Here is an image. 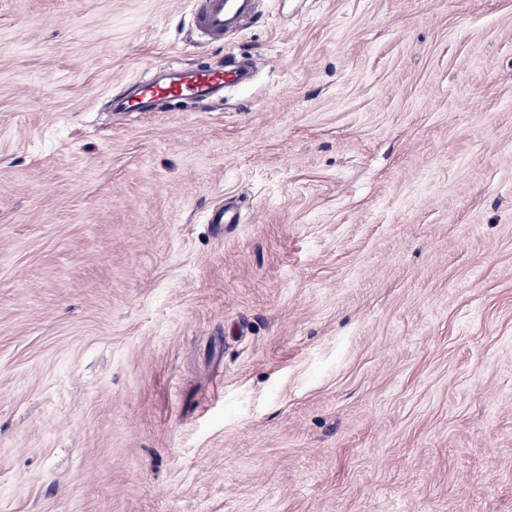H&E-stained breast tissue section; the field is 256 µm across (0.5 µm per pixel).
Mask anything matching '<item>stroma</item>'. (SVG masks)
I'll return each instance as SVG.
<instances>
[{
	"label": "stroma",
	"instance_id": "1",
	"mask_svg": "<svg viewBox=\"0 0 512 512\" xmlns=\"http://www.w3.org/2000/svg\"><path fill=\"white\" fill-rule=\"evenodd\" d=\"M0 512H512V0H0ZM195 26L208 44L224 42L259 13L261 0H193ZM240 71L231 65L187 67L165 82L142 85L121 102L124 112H147L151 104L167 99H211L227 85H236Z\"/></svg>",
	"mask_w": 512,
	"mask_h": 512
}]
</instances>
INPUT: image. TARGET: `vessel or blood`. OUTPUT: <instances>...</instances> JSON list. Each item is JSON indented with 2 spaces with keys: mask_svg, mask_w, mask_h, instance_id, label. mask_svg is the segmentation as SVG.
Instances as JSON below:
<instances>
[{
  "mask_svg": "<svg viewBox=\"0 0 512 512\" xmlns=\"http://www.w3.org/2000/svg\"><path fill=\"white\" fill-rule=\"evenodd\" d=\"M261 0H193L195 26L207 43H223L225 35L239 30L257 16ZM240 71L230 65L191 66L165 82L146 84L121 103L126 112H145L151 104L167 99H211L225 86L237 84Z\"/></svg>",
  "mask_w": 512,
  "mask_h": 512,
  "instance_id": "b4317fda",
  "label": "vessel or blood"
}]
</instances>
